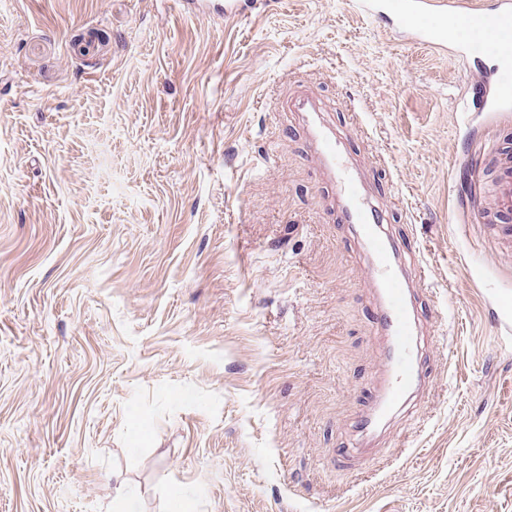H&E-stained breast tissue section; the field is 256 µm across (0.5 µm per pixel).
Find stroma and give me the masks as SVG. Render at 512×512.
<instances>
[{"mask_svg":"<svg viewBox=\"0 0 512 512\" xmlns=\"http://www.w3.org/2000/svg\"><path fill=\"white\" fill-rule=\"evenodd\" d=\"M503 65L350 0H0V512H512V114L455 109ZM298 95L425 268L369 434L376 259ZM498 211L502 215L512 216V166L506 161L497 176Z\"/></svg>","mask_w":512,"mask_h":512,"instance_id":"obj_1","label":"stroma"}]
</instances>
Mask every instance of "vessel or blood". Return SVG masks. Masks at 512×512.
I'll return each mask as SVG.
<instances>
[{"label":"vessel or blood","instance_id":"1","mask_svg":"<svg viewBox=\"0 0 512 512\" xmlns=\"http://www.w3.org/2000/svg\"><path fill=\"white\" fill-rule=\"evenodd\" d=\"M356 7L386 32L415 44L447 53L457 46L468 55H495L512 41V0H355ZM481 111L512 112V72L497 78L479 77L467 85ZM312 142L330 180L337 186L344 223L355 225L358 236L377 256L372 270L381 303L377 324L389 336L388 375L373 401L374 411L360 420V428L377 426L406 395L425 381L414 330L418 315L404 289L406 277L391 262L392 240L379 231L377 207L368 199L358 170L342 157L335 133L314 127ZM497 203L501 214L512 216V165L503 164L497 176Z\"/></svg>","mask_w":512,"mask_h":512}]
</instances>
